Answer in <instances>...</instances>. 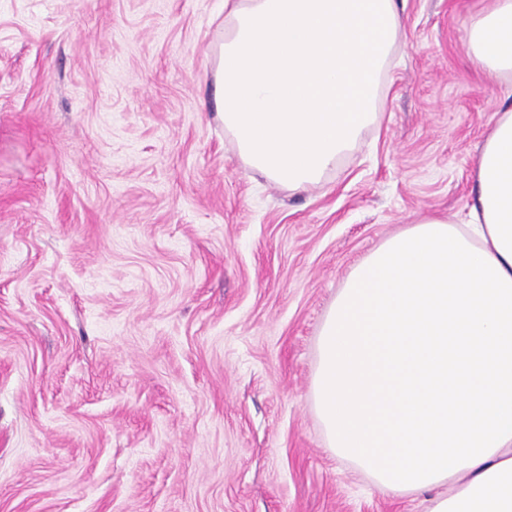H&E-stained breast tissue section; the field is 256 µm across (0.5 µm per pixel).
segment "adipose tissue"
I'll list each match as a JSON object with an SVG mask.
<instances>
[{"mask_svg":"<svg viewBox=\"0 0 512 512\" xmlns=\"http://www.w3.org/2000/svg\"><path fill=\"white\" fill-rule=\"evenodd\" d=\"M512 79V0L466 22ZM466 223L429 217L358 264L320 332L312 395L328 446L428 512H512V108L477 158Z\"/></svg>","mask_w":512,"mask_h":512,"instance_id":"adipose-tissue-1","label":"adipose tissue"}]
</instances>
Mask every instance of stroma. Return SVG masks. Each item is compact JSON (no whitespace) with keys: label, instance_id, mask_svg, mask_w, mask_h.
<instances>
[{"label":"stroma","instance_id":"35a3bbf8","mask_svg":"<svg viewBox=\"0 0 512 512\" xmlns=\"http://www.w3.org/2000/svg\"><path fill=\"white\" fill-rule=\"evenodd\" d=\"M485 4L398 0L376 123L291 190L224 132V0H0V512H425L311 391L353 269L473 203Z\"/></svg>","mask_w":512,"mask_h":512}]
</instances>
